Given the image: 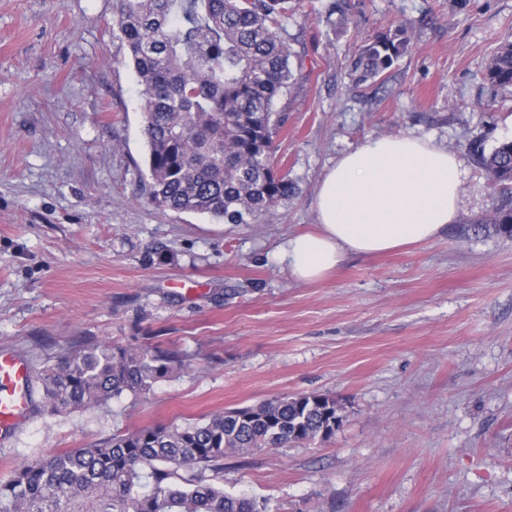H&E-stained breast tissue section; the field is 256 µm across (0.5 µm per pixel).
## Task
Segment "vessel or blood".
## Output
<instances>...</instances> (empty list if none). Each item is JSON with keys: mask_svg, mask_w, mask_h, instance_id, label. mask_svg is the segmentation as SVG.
<instances>
[{"mask_svg": "<svg viewBox=\"0 0 512 512\" xmlns=\"http://www.w3.org/2000/svg\"><path fill=\"white\" fill-rule=\"evenodd\" d=\"M32 378L29 363L0 351V435L9 436L23 427L31 415Z\"/></svg>", "mask_w": 512, "mask_h": 512, "instance_id": "vessel-or-blood-1", "label": "vessel or blood"}]
</instances>
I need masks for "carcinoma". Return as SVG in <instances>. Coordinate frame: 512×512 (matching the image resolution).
Returning <instances> with one entry per match:
<instances>
[{
  "instance_id": "cac0c4a2",
  "label": "carcinoma",
  "mask_w": 512,
  "mask_h": 512,
  "mask_svg": "<svg viewBox=\"0 0 512 512\" xmlns=\"http://www.w3.org/2000/svg\"><path fill=\"white\" fill-rule=\"evenodd\" d=\"M298 0H115L112 32L141 86L150 201L226 224H257L288 200L294 184L275 155L284 120L278 97L293 86L288 20ZM338 15L337 20L331 16ZM326 21L345 30L342 5ZM403 24L367 41L353 62L366 80L407 52ZM494 87L512 86V40L486 64ZM474 153L498 202L491 231L512 237V141ZM185 367L176 351L90 344L42 370L52 414L99 407ZM336 399L309 393L230 409L202 423L155 424L86 448L17 466L0 482V512H265L246 493L224 491V457L326 440L336 433Z\"/></svg>"
}]
</instances>
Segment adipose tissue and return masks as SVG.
<instances>
[{"instance_id": "adipose-tissue-1", "label": "adipose tissue", "mask_w": 512, "mask_h": 512, "mask_svg": "<svg viewBox=\"0 0 512 512\" xmlns=\"http://www.w3.org/2000/svg\"><path fill=\"white\" fill-rule=\"evenodd\" d=\"M462 168L458 155L428 139L366 142L326 171L315 196V231L289 237L275 260L311 282L348 257L433 240L457 219Z\"/></svg>"}]
</instances>
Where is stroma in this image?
Masks as SVG:
<instances>
[{"label":"stroma","instance_id":"obj_1","mask_svg":"<svg viewBox=\"0 0 512 512\" xmlns=\"http://www.w3.org/2000/svg\"><path fill=\"white\" fill-rule=\"evenodd\" d=\"M300 0L295 84L278 98L277 156L296 185L258 224L157 208L141 87L112 37L113 0H0V349L33 372L108 342L179 351L188 368L133 395L29 421L0 442V480L65 448L151 424L201 422L285 394L343 408L330 439L224 459V488L267 512H512V239L474 235L495 197L468 151L512 139V87L487 60L512 0ZM408 51L351 73L376 33ZM411 135L464 162L438 239L352 257L310 283L275 254L313 230L324 172L367 140ZM409 40L404 24L377 34L367 41L353 62V72L359 80H367L382 75L407 52Z\"/></svg>","mask_w":512,"mask_h":512}]
</instances>
